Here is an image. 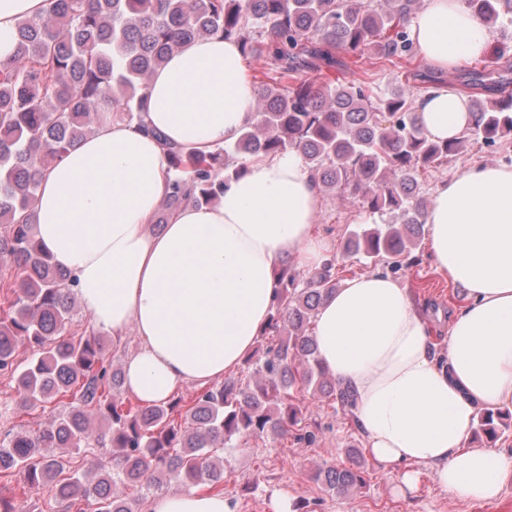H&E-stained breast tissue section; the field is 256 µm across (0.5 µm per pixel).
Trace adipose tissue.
Returning <instances> with one entry per match:
<instances>
[{"label": "adipose tissue", "instance_id": "adipose-tissue-1", "mask_svg": "<svg viewBox=\"0 0 512 512\" xmlns=\"http://www.w3.org/2000/svg\"><path fill=\"white\" fill-rule=\"evenodd\" d=\"M45 0H0V64L14 54L17 22ZM410 37L432 66L452 72L484 57L491 38L463 0H424ZM258 88L235 41L194 40L152 74L144 121L104 118L45 172L33 205L35 240L75 279L80 310L138 350L123 364L126 388L159 404L179 387L223 379L253 351L285 259L313 267L328 242L314 231L320 189L300 153L262 155L213 205H187L150 231L173 175L154 138L210 153L252 120ZM426 135L460 137L467 98L433 85L416 102ZM430 252L468 302L449 325L445 354L397 279L349 280L321 306L314 336L322 365L355 396L353 414L372 459L415 488L417 466L466 501L495 502L512 479V453L467 441L484 410L512 409V166L476 162L435 190ZM151 512H236L217 492L157 497Z\"/></svg>", "mask_w": 512, "mask_h": 512}]
</instances>
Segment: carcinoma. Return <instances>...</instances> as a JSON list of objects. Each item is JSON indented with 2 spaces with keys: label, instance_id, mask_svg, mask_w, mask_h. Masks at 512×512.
<instances>
[{
  "label": "carcinoma",
  "instance_id": "cac0c4a2",
  "mask_svg": "<svg viewBox=\"0 0 512 512\" xmlns=\"http://www.w3.org/2000/svg\"><path fill=\"white\" fill-rule=\"evenodd\" d=\"M46 2L43 16L18 22L13 58L0 68V260L10 271L0 288L12 289L0 309V373L16 375L26 407L59 397L68 409L35 433L0 438V473H20L29 489L50 492L75 512H84L80 505L90 499L98 512H135L117 484L149 490L165 476L217 489L224 485V465L215 458L233 438L302 430V407L291 393L296 386L343 410L353 407V393L323 370L307 333L319 306L337 290L336 260L305 278L280 273L276 311L265 329L278 343L247 361L245 378L197 392L185 411L178 400L125 411L109 399L122 387V375L100 338L58 339L71 321L75 295L69 278L35 243L32 206L43 171L104 113L141 118L149 80L166 57L197 38L220 35L269 62L254 120L236 142L210 154L186 153L153 132L175 172L164 212L213 203L248 157L296 149L318 185L363 196L369 215L380 217L348 238L344 255L381 262L396 274L427 223V207L416 195L419 168L442 164L465 142L488 145L512 135V92H505L512 68L470 70L463 88L476 94L474 123L457 141L437 143L426 137L407 84L374 92L321 79L344 53L386 59L414 79L436 82L420 69L408 32L420 0ZM464 2L489 26L512 20V0ZM386 214L394 219H383ZM20 342L31 350L23 369L15 363ZM104 414L112 421L107 438L90 428L91 418ZM500 419L482 412L477 429L493 436ZM106 439L112 470L65 475L75 456ZM315 478L345 495L362 487L363 465L353 460Z\"/></svg>",
  "mask_w": 512,
  "mask_h": 512
}]
</instances>
